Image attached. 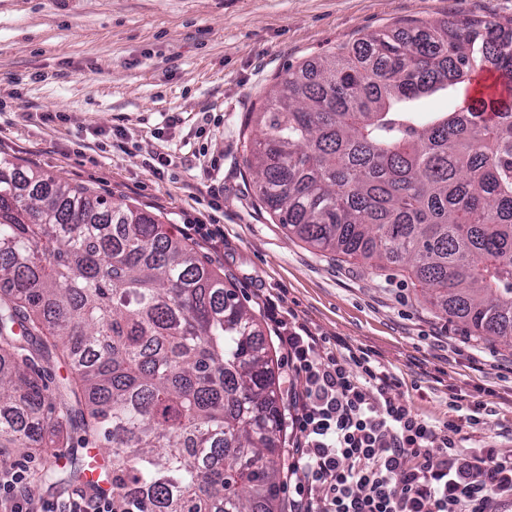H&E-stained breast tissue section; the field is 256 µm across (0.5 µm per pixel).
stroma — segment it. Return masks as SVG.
I'll return each instance as SVG.
<instances>
[{
  "mask_svg": "<svg viewBox=\"0 0 512 512\" xmlns=\"http://www.w3.org/2000/svg\"><path fill=\"white\" fill-rule=\"evenodd\" d=\"M473 16L512 19V0H0V159L158 214L255 315L278 378L272 299L315 335L372 350L433 421L455 417V395L484 401L462 446L512 451V347L448 320L400 272L309 247L244 164L255 113L288 72L366 33ZM162 147L177 161L160 177L146 160Z\"/></svg>",
  "mask_w": 512,
  "mask_h": 512,
  "instance_id": "35a3bbf8",
  "label": "stroma"
}]
</instances>
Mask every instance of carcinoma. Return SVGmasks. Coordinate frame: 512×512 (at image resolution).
<instances>
[{"instance_id": "obj_1", "label": "carcinoma", "mask_w": 512, "mask_h": 512, "mask_svg": "<svg viewBox=\"0 0 512 512\" xmlns=\"http://www.w3.org/2000/svg\"><path fill=\"white\" fill-rule=\"evenodd\" d=\"M486 60L512 89V22L341 45L283 80L246 163L311 247L399 266L512 345V101L417 107ZM283 430L269 347L223 276L153 212L0 160V448L40 460L48 488L112 480V512H282Z\"/></svg>"}]
</instances>
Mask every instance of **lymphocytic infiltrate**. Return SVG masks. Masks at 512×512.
Returning <instances> with one entry per match:
<instances>
[{"instance_id":"1","label":"lymphocytic infiltrate","mask_w":512,"mask_h":512,"mask_svg":"<svg viewBox=\"0 0 512 512\" xmlns=\"http://www.w3.org/2000/svg\"><path fill=\"white\" fill-rule=\"evenodd\" d=\"M277 337L295 373L289 512H496L512 499V451L459 445L462 427L480 424L484 403L436 423L371 351L330 348L296 321H279ZM30 487L26 470L1 467L0 512H30Z\"/></svg>"}]
</instances>
